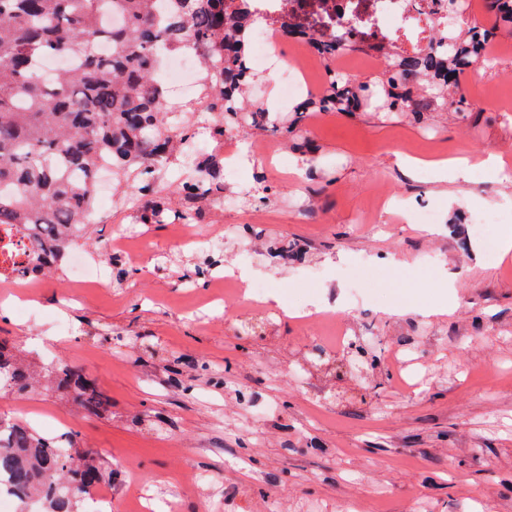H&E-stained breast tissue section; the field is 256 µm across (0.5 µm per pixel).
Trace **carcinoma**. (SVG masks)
<instances>
[{"label":"carcinoma","mask_w":512,"mask_h":512,"mask_svg":"<svg viewBox=\"0 0 512 512\" xmlns=\"http://www.w3.org/2000/svg\"><path fill=\"white\" fill-rule=\"evenodd\" d=\"M0 0V231L28 233L40 275L65 270L73 234L89 233L98 168L112 171L113 206L134 209L141 224L204 217L210 197L228 190L224 156L193 154L181 143L195 135L196 108L220 124L215 134H284L307 160L317 145L301 135L311 111L373 112L382 120L425 122L437 112L460 113L467 66L486 54L474 38L512 35L505 0H485L488 25L464 23L452 50L386 59L383 73L362 81L332 72L322 91L282 114L245 101L256 74L249 53L252 15L229 0ZM108 53L102 54L100 46ZM208 49L198 106H172L159 76L162 52ZM47 56L79 61L45 81L35 75ZM191 174L158 189L167 169ZM0 388L20 395L42 389L69 397L82 413L108 407L106 395L82 369L58 361L41 380L24 350L0 338ZM8 473L21 501L37 498L44 512H78L89 490L104 482L95 454L76 441L47 439L26 422L0 415V475Z\"/></svg>","instance_id":"cac0c4a2"}]
</instances>
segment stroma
<instances>
[{
    "instance_id": "obj_1",
    "label": "stroma",
    "mask_w": 512,
    "mask_h": 512,
    "mask_svg": "<svg viewBox=\"0 0 512 512\" xmlns=\"http://www.w3.org/2000/svg\"><path fill=\"white\" fill-rule=\"evenodd\" d=\"M466 82L472 110L461 118L310 113L304 130L320 149L319 172L303 171L288 139H276L301 174L267 168L268 203L245 199L255 166H238L233 204L204 230L221 239V264L263 279L280 307L240 293L218 302L204 274L208 250L181 247L174 224L139 225L143 253L127 279L85 286L79 300L65 301L52 282L21 319L11 310L17 295L0 292V337L24 342L38 367L53 349L109 398L102 415L82 416L69 399L2 389L0 414L22 415L48 438L75 433L105 470L131 460L136 474L99 487L112 512L144 493L205 512L214 488L244 483L263 490L228 512H265L269 502L274 512H512V254L489 261L463 222L482 201L511 214L512 181L477 166L465 179L426 181L406 166L490 154L512 164V114L497 97L512 91V38ZM390 196L435 206L439 223H413L387 206ZM247 223L256 240L246 250L224 228ZM282 239L304 260L271 257ZM353 274L360 301L343 304L340 321L378 366L363 379L331 378L306 357L315 347L346 356L329 319L283 310L344 289ZM255 316L268 319L265 336L237 337V324ZM59 317L69 334L53 327ZM112 332L125 335L121 350ZM192 358L231 363L232 375L213 379Z\"/></svg>"
}]
</instances>
